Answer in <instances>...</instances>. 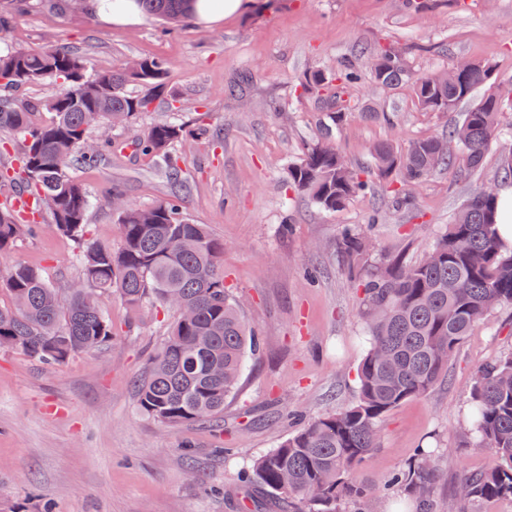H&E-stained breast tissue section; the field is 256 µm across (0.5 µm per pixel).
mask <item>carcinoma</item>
<instances>
[{"label": "carcinoma", "instance_id": "cac0c4a2", "mask_svg": "<svg viewBox=\"0 0 512 512\" xmlns=\"http://www.w3.org/2000/svg\"><path fill=\"white\" fill-rule=\"evenodd\" d=\"M187 2L142 0L146 13L171 29L188 16ZM361 54L376 61L373 83L385 91L411 84L424 112L453 111L489 84L492 71L489 63L473 60L458 80L443 82L438 71L413 77L406 59L389 43L364 47ZM167 69L165 60L152 58L142 60L136 72L124 65L96 70L86 55L64 44L22 54L0 47V131L22 143L16 166L0 171V187L27 188L38 202L23 216L0 209V255L33 236L47 213L58 232L80 245L81 271V287L70 289L63 304L44 269L23 262L8 266L0 277V293L8 296V303H0V348L60 365L112 342V321L98 305L100 295L116 294L133 307L152 298L165 310L172 309L168 298L175 297L192 314H175L165 344L135 381L138 408L168 424L216 422L237 388L247 353L257 348L255 332L224 286V244L205 225L190 222L183 197L136 207L117 186L112 198L118 201L121 247L96 242L87 224L92 197L68 174L75 162L96 166L111 147L107 139L92 138L94 128L112 124L116 113L128 120L151 111L154 95L133 96L127 86L137 82L161 91ZM361 80V71L346 60L332 71L309 72L294 92L314 98L326 128L338 129L353 114L377 117L342 100V90ZM45 81L60 91L47 99L24 97L26 89ZM505 102L500 92L490 90L447 133L419 139L403 152L389 141L375 143L368 166L349 164L329 139L317 141L288 165V185L327 212L343 209L376 183L408 205L403 185L452 171L457 153L466 154L472 168L481 164L482 150L505 135L500 122ZM44 111L50 118L35 120ZM186 135L209 139L214 131L197 127L188 133L181 125L159 121L133 145L139 153L161 158L175 180L179 168L168 149ZM496 198L477 189L454 222L436 235L431 260L407 263L374 251L361 227L341 230L338 253L349 281L361 290L359 315L370 336L357 371V398L308 420L255 458L246 473L249 482L288 501L291 512H345L344 505L361 504L375 493L356 473L379 447L387 414L443 382L449 360L471 329L494 310L512 306V251H502L496 236ZM466 422L494 456L489 468L459 482L460 499L470 512H482L489 500H512V353L478 368ZM434 455L429 446L416 448L390 480L418 499L424 512H433Z\"/></svg>", "mask_w": 512, "mask_h": 512}]
</instances>
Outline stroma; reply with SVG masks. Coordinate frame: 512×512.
<instances>
[{
    "label": "stroma",
    "mask_w": 512,
    "mask_h": 512,
    "mask_svg": "<svg viewBox=\"0 0 512 512\" xmlns=\"http://www.w3.org/2000/svg\"><path fill=\"white\" fill-rule=\"evenodd\" d=\"M429 2L416 13L405 0H248L220 27L189 18L183 29L168 32L148 16L136 25L104 23L66 0H0V11L12 19L7 40L14 46L66 44L98 69L143 58L168 61L155 111L105 129L112 150L99 166L69 170L92 193L90 236L121 244L108 203L113 186L135 206L180 192L189 218L223 242L224 284L261 338L217 427L166 424L138 408L134 382L174 320L155 301L133 310L102 297L116 329L111 344L62 365L0 349V512H288L287 503L248 485L243 474L304 421L357 396L367 342L360 292L336 252L341 228L365 225L379 248L418 261L468 197L497 182L502 157L512 149L510 136L486 148L478 167L461 158L453 173L407 186L415 199L410 210L376 189L324 212L289 188L288 165L320 137L322 117L314 99L297 96L294 86L311 70L347 58L367 74L369 60L355 56L357 45L389 42L405 49L417 75L460 59L486 60L494 67L493 83L512 82V0ZM245 73L253 77L247 97H228L230 82ZM173 94L180 99L177 112L167 107ZM349 95L379 114L369 121L351 118L336 137L355 166L366 162L373 143L388 140L407 149L453 126L472 105L466 99L450 112H424L410 84L386 93L367 77ZM159 120L189 129L202 121L220 129L223 141L175 143L171 153L182 179L174 182L157 157L126 150ZM377 208L382 217L373 225ZM78 251L77 242L47 220L37 236L0 256V269L17 260L40 266L56 287L67 289L78 280ZM510 351L512 307H502L473 327L448 364L446 383L387 415L380 446L359 474L379 489L368 512H419L415 500L383 485L424 442L435 449L436 512H468L457 485L493 460L463 423L473 376Z\"/></svg>",
    "instance_id": "35a3bbf8"
}]
</instances>
